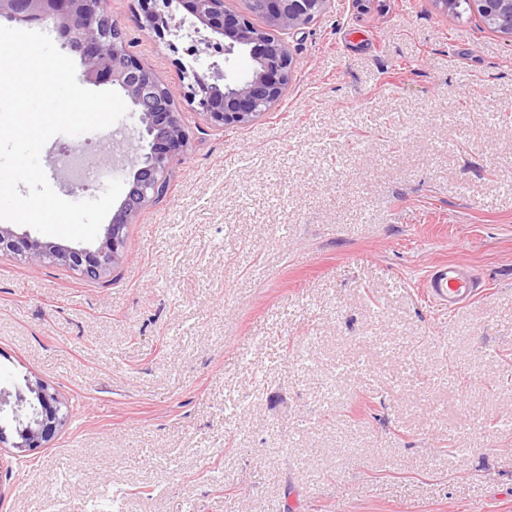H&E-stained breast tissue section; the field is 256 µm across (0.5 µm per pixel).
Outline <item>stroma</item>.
Returning a JSON list of instances; mask_svg holds the SVG:
<instances>
[{
  "mask_svg": "<svg viewBox=\"0 0 512 512\" xmlns=\"http://www.w3.org/2000/svg\"><path fill=\"white\" fill-rule=\"evenodd\" d=\"M189 133L169 191L91 280L0 253V387L70 417L0 444V512H512V41L433 0H333L289 36L294 76L254 122L185 96L192 43L140 30ZM143 126L57 135L130 184ZM482 292L443 310L439 262ZM29 393L34 394V401L18 389L12 409L15 433L20 441L13 442L12 447L22 452L44 448L51 442L69 418V409L55 392H50L48 385L42 382H28Z\"/></svg>",
  "mask_w": 512,
  "mask_h": 512,
  "instance_id": "obj_1",
  "label": "stroma"
}]
</instances>
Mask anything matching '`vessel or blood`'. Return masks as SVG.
<instances>
[{
    "label": "vessel or blood",
    "mask_w": 512,
    "mask_h": 512,
    "mask_svg": "<svg viewBox=\"0 0 512 512\" xmlns=\"http://www.w3.org/2000/svg\"><path fill=\"white\" fill-rule=\"evenodd\" d=\"M422 286L438 307L451 312L467 306L479 294L471 272L450 261L434 265L424 277Z\"/></svg>",
    "instance_id": "b4317fda"
}]
</instances>
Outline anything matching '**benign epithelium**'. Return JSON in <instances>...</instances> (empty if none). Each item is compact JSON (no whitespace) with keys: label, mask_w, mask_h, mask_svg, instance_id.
<instances>
[{"label":"benign epithelium","mask_w":512,"mask_h":512,"mask_svg":"<svg viewBox=\"0 0 512 512\" xmlns=\"http://www.w3.org/2000/svg\"><path fill=\"white\" fill-rule=\"evenodd\" d=\"M108 0H0V15L25 23H54L62 41L77 48L86 81L119 86L140 112L147 145L133 161L134 178L125 199L105 229V243L95 252L44 243L18 235L0 225V252L32 264L52 259L81 275L95 279L116 262L126 242L125 229L138 212L157 201L166 173L187 143L168 84L128 53L123 29L107 10ZM158 0H141L136 24L142 31H158L166 21ZM333 0H252L266 20L255 27L246 17L224 10V0H180L191 18H184L174 35L202 43L224 37V51H246L254 66L237 83L225 82L224 71L212 66L215 82L207 83L198 70V59L179 64L187 97L210 122L222 127L244 126L262 115L284 95L293 72V58L286 36L318 21ZM477 12L493 31L512 39V0H475ZM27 391L0 392V407L11 405L19 441L12 447L34 451L51 442L69 418V409L48 385L27 383Z\"/></svg>","instance_id":"obj_1"}]
</instances>
